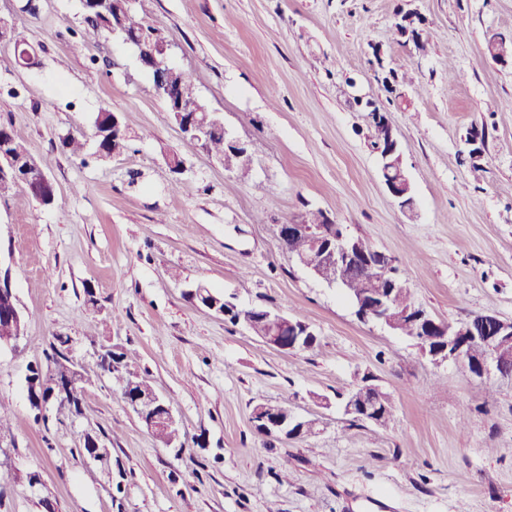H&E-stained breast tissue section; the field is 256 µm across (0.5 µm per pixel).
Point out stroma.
<instances>
[{"label":"stroma","mask_w":512,"mask_h":512,"mask_svg":"<svg viewBox=\"0 0 512 512\" xmlns=\"http://www.w3.org/2000/svg\"><path fill=\"white\" fill-rule=\"evenodd\" d=\"M24 3L0 0V16L37 63L18 66L0 44V124L56 203L0 195V268L26 318L17 348H0V512H512V379L471 378L360 322L278 237L285 219L322 210L393 257L436 319L512 320V67L486 49L489 34L512 35V0H136L167 36L170 64L247 145L245 181L183 139L131 46L108 35L80 46V0ZM408 10L424 48L395 33ZM372 106L398 138L413 213L384 184ZM103 108L127 149L70 157L62 136H92ZM474 128L486 137L472 159ZM200 285L305 321L314 346L269 347L193 300ZM57 335L85 379L77 413L28 399L30 368L55 371ZM107 352L121 356L119 374L101 369ZM132 375L169 400L179 448L123 398ZM365 376L391 395L386 425L343 411L341 394ZM260 403L318 430L258 432ZM89 436L104 459L84 453ZM6 146V151L12 153L14 159L24 166H37V163L27 148L24 141L19 138L7 126L0 125V149L1 144Z\"/></svg>","instance_id":"stroma-1"}]
</instances>
